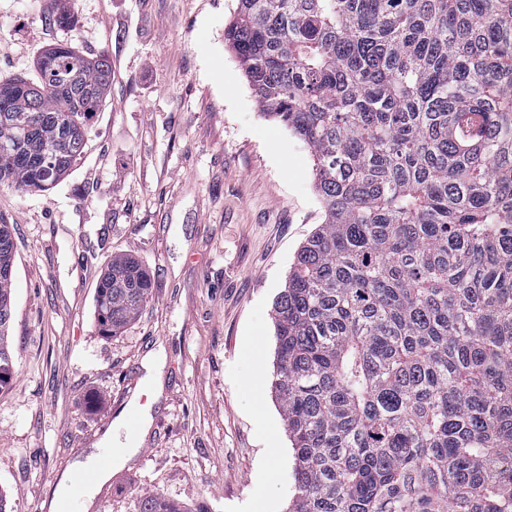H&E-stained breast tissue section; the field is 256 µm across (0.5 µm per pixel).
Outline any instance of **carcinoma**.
<instances>
[{"mask_svg":"<svg viewBox=\"0 0 512 512\" xmlns=\"http://www.w3.org/2000/svg\"><path fill=\"white\" fill-rule=\"evenodd\" d=\"M224 41L259 111L308 147L324 213L272 307L288 512H512V0H238ZM50 52L69 97L0 112V186L23 194L83 154L111 81L104 55ZM60 139L52 177L29 157ZM150 288L112 258L99 332ZM8 296L0 277V374ZM138 512L184 510L145 493Z\"/></svg>","mask_w":512,"mask_h":512,"instance_id":"1","label":"carcinoma"}]
</instances>
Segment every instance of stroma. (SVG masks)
Wrapping results in <instances>:
<instances>
[{"label":"stroma","mask_w":512,"mask_h":512,"mask_svg":"<svg viewBox=\"0 0 512 512\" xmlns=\"http://www.w3.org/2000/svg\"><path fill=\"white\" fill-rule=\"evenodd\" d=\"M237 0H0V80L36 76L60 41L107 55L112 80L80 160L51 189L0 188L16 243L13 366L0 378V492L52 512L77 462L131 400L151 406L135 457L86 512H287L293 451L272 393V304L323 220L308 148L259 111L224 26ZM67 11L73 25L54 24ZM151 292L104 336L96 286L113 256ZM163 356L151 402L143 363ZM138 512H185L176 503L166 500L153 493H145L140 497Z\"/></svg>","instance_id":"obj_1"}]
</instances>
